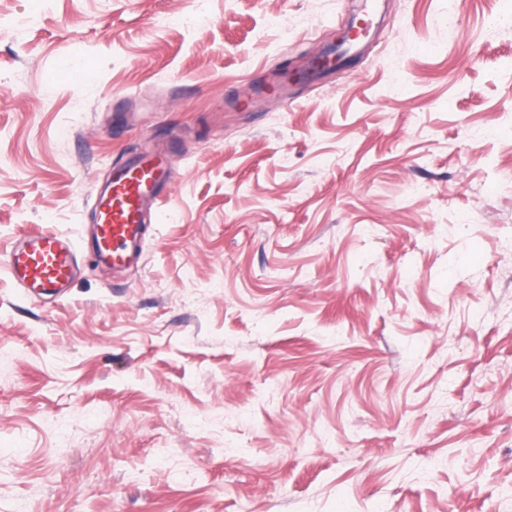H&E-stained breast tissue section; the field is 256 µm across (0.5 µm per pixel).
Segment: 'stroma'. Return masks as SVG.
I'll list each match as a JSON object with an SVG mask.
<instances>
[{
    "mask_svg": "<svg viewBox=\"0 0 512 512\" xmlns=\"http://www.w3.org/2000/svg\"><path fill=\"white\" fill-rule=\"evenodd\" d=\"M374 3L293 85L361 0H0V512H512V0ZM149 142L115 273L91 204ZM40 228L53 302L3 267ZM174 181L170 150L164 144L112 167L92 204L95 225L90 247L102 264L117 272L137 266L144 226L169 198ZM11 280L29 295L57 298L68 291L77 270V253L66 236L31 230L15 240L6 262Z\"/></svg>",
    "mask_w": 512,
    "mask_h": 512,
    "instance_id": "stroma-1",
    "label": "stroma"
}]
</instances>
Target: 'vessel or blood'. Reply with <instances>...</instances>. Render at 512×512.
I'll list each match as a JSON object with an SVG mask.
<instances>
[{
	"mask_svg": "<svg viewBox=\"0 0 512 512\" xmlns=\"http://www.w3.org/2000/svg\"><path fill=\"white\" fill-rule=\"evenodd\" d=\"M175 172L170 150L158 144L112 167L92 204L94 231L90 247L98 260L121 272L137 266L142 255L144 226L168 199ZM11 280L30 295L59 297L77 270V253L66 236L31 230L15 240L7 258Z\"/></svg>",
	"mask_w": 512,
	"mask_h": 512,
	"instance_id": "b4317fda",
	"label": "vessel or blood"
}]
</instances>
